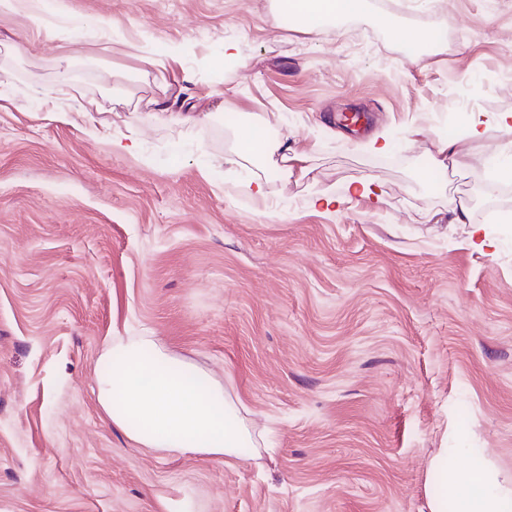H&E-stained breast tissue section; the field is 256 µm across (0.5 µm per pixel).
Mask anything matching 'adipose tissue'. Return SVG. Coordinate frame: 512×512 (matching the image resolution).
Returning a JSON list of instances; mask_svg holds the SVG:
<instances>
[{
    "label": "adipose tissue",
    "instance_id": "1",
    "mask_svg": "<svg viewBox=\"0 0 512 512\" xmlns=\"http://www.w3.org/2000/svg\"><path fill=\"white\" fill-rule=\"evenodd\" d=\"M278 14L297 25L321 30L325 21L359 13L365 0H276ZM266 121L254 116L250 134L236 140L233 156L257 161L279 153L285 175L307 174L309 157L262 136ZM108 366L97 377V399L113 425L137 447L170 455L195 453L215 459L236 456L251 434L221 382L196 384L195 367L149 336L113 340L104 354ZM430 512H512V486L489 464L447 472L433 460Z\"/></svg>",
    "mask_w": 512,
    "mask_h": 512
}]
</instances>
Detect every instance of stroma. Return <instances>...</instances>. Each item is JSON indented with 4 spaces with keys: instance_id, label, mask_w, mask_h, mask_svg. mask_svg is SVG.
<instances>
[{
    "instance_id": "1",
    "label": "stroma",
    "mask_w": 512,
    "mask_h": 512,
    "mask_svg": "<svg viewBox=\"0 0 512 512\" xmlns=\"http://www.w3.org/2000/svg\"><path fill=\"white\" fill-rule=\"evenodd\" d=\"M367 2L318 32L274 0L0 16V512H429L443 452L512 477V136L429 165L449 112L512 113V0ZM256 115L308 175L229 163ZM116 336L221 381L266 455L136 447L94 393Z\"/></svg>"
}]
</instances>
